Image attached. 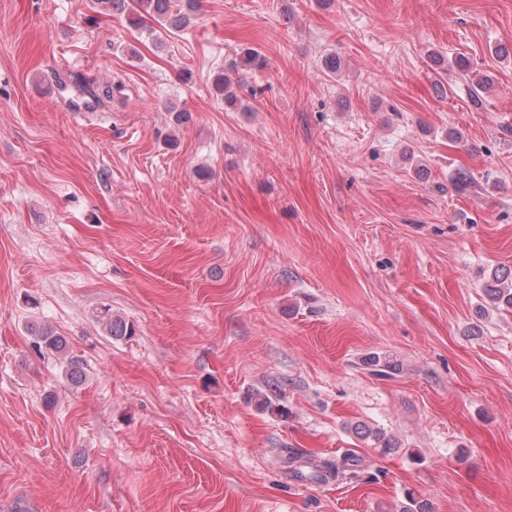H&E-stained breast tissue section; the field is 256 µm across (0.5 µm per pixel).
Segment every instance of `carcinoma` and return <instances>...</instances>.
<instances>
[{
	"label": "carcinoma",
	"mask_w": 512,
	"mask_h": 512,
	"mask_svg": "<svg viewBox=\"0 0 512 512\" xmlns=\"http://www.w3.org/2000/svg\"><path fill=\"white\" fill-rule=\"evenodd\" d=\"M102 13L113 12L126 17L128 23L135 28L153 30L148 22L154 21L162 26L167 35H175L186 29L194 18L198 9L199 0H94ZM265 55L253 48H244L239 57L231 63L234 71L240 68L260 69L265 67ZM213 86L215 92L222 96L224 102L233 104L237 101V94L232 91L231 79L220 72L215 75ZM83 91L92 102L87 107L95 108L111 102L116 96L123 94L125 85L121 82H92L83 83ZM484 304L480 305V312L491 310L512 309V270L504 267H495L485 278L482 284ZM98 323L102 325L107 334L113 338H124L135 333L134 325L125 319L112 314L111 309L105 308L98 314ZM30 333L37 338L34 346L37 349H46L52 353L65 352L66 342L54 329L46 325H33ZM66 376L73 384L83 380V362L77 357H66ZM366 365L371 368L373 375L390 378L401 370L398 360L387 354L375 353L366 359ZM356 434L364 439H372L374 447L383 454L398 449L397 442L386 436L382 431L370 428L365 424L355 427ZM366 467L365 460L352 450L345 451L335 460L311 458L305 462L304 468H294L293 476L302 481L326 482L339 477H354Z\"/></svg>",
	"instance_id": "obj_1"
}]
</instances>
